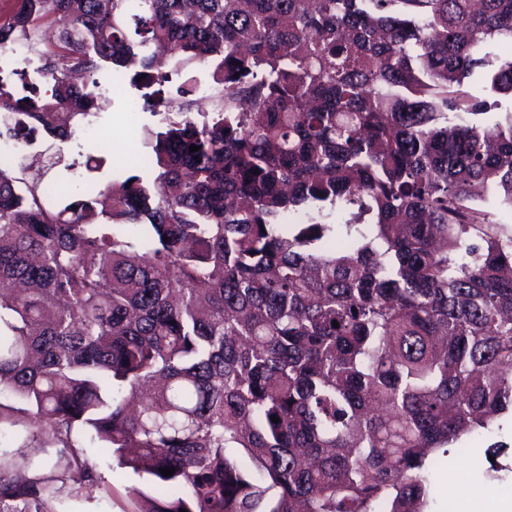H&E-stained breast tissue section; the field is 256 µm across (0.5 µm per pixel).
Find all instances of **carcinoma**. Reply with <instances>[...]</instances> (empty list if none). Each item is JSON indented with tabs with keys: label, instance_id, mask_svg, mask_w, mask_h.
Instances as JSON below:
<instances>
[{
	"label": "carcinoma",
	"instance_id": "obj_1",
	"mask_svg": "<svg viewBox=\"0 0 512 512\" xmlns=\"http://www.w3.org/2000/svg\"><path fill=\"white\" fill-rule=\"evenodd\" d=\"M11 2L52 80L0 76V140L56 161L0 164V438L44 455L0 450V512L93 499L86 437L158 489L136 512H427L512 412V234L475 203L512 209V113L479 120L512 0ZM122 68L152 179L66 195Z\"/></svg>",
	"mask_w": 512,
	"mask_h": 512
}]
</instances>
